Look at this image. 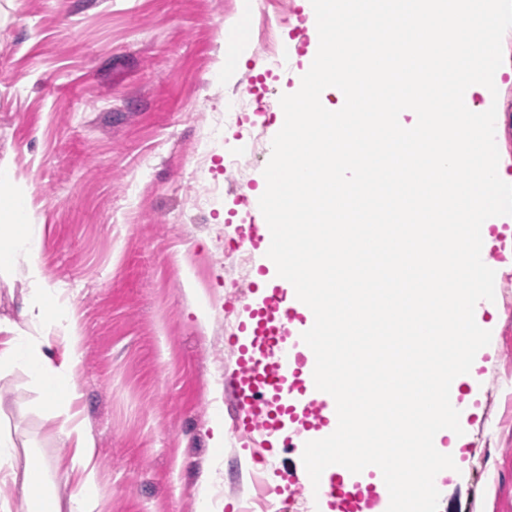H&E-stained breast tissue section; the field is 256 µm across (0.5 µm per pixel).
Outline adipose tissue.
I'll use <instances>...</instances> for the list:
<instances>
[{
  "label": "adipose tissue",
  "instance_id": "adipose-tissue-1",
  "mask_svg": "<svg viewBox=\"0 0 512 512\" xmlns=\"http://www.w3.org/2000/svg\"><path fill=\"white\" fill-rule=\"evenodd\" d=\"M39 234V226L24 218L23 197L0 203V239L9 243L8 249L0 251V269L10 270L17 260H25L27 277L35 287V298L22 308L18 321L0 327L10 334L6 349L0 352V380H5L16 365H23L31 387L47 407H68L80 396L73 377L79 357L77 326L72 319L60 321L56 290L41 279L36 249ZM32 326L40 327V335L29 334ZM55 334L64 335L70 348L69 358L61 363L46 349L49 336ZM62 433L73 448L70 462L79 472L74 492L66 500L61 499L49 478L48 465L36 452H27L23 465H16L12 435L0 430V470L18 488L26 512H97L100 479L94 443L77 425L64 427Z\"/></svg>",
  "mask_w": 512,
  "mask_h": 512
}]
</instances>
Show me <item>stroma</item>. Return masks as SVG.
Here are the masks:
<instances>
[{
	"label": "stroma",
	"instance_id": "obj_1",
	"mask_svg": "<svg viewBox=\"0 0 512 512\" xmlns=\"http://www.w3.org/2000/svg\"><path fill=\"white\" fill-rule=\"evenodd\" d=\"M305 0H0V161L42 226L37 262L82 334L81 397L49 414L16 367L0 392V423L17 452L54 462L59 428L82 425L98 453L102 512H198V477L212 474L215 512L254 494L253 443L215 419L230 414L224 383L237 370V324L268 289L229 274L239 227L260 222L224 185V159L241 137L262 150L243 191L263 181L279 131V100L302 76L314 32ZM248 25L300 49L292 72L235 41ZM252 105L213 133L225 96ZM217 186L207 204L194 200ZM25 263L0 274V321L28 295ZM506 296L480 315L491 342L476 355L480 382L461 379L469 408L457 471L438 512H512V270Z\"/></svg>",
	"mask_w": 512,
	"mask_h": 512
}]
</instances>
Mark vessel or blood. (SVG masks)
I'll return each mask as SVG.
<instances>
[{
  "label": "vessel or blood",
  "mask_w": 512,
  "mask_h": 512,
  "mask_svg": "<svg viewBox=\"0 0 512 512\" xmlns=\"http://www.w3.org/2000/svg\"><path fill=\"white\" fill-rule=\"evenodd\" d=\"M308 306L299 301L294 289L271 290L262 304L246 306L240 330L250 339L252 349L243 353L235 374L238 424L255 433L258 449L282 429V417L302 412L309 427L330 435L337 427L333 397L315 387V356L301 338L311 328ZM349 470L332 465L323 472L319 485L299 483V490L316 492L321 499H338L346 490Z\"/></svg>",
  "instance_id": "obj_1"
}]
</instances>
